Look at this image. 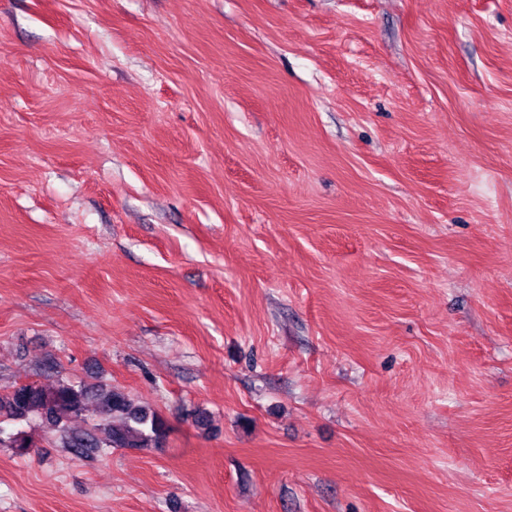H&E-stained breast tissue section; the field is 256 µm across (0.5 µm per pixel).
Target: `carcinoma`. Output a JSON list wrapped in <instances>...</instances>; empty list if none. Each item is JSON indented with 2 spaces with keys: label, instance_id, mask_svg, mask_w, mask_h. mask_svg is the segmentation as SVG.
Listing matches in <instances>:
<instances>
[{
  "label": "carcinoma",
  "instance_id": "obj_1",
  "mask_svg": "<svg viewBox=\"0 0 512 512\" xmlns=\"http://www.w3.org/2000/svg\"><path fill=\"white\" fill-rule=\"evenodd\" d=\"M95 404L109 417L98 430L105 439L92 433L71 434L66 421L81 415ZM12 420L35 418L60 434L69 448H161L168 425L157 412L134 403L128 393L118 388L97 389L91 385L58 384L51 388L21 385L0 395V415Z\"/></svg>",
  "mask_w": 512,
  "mask_h": 512
}]
</instances>
